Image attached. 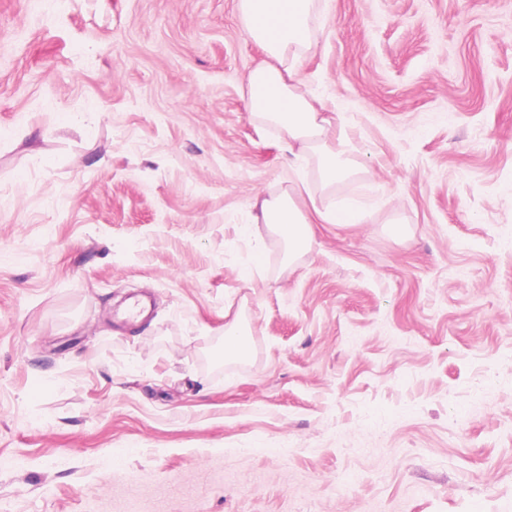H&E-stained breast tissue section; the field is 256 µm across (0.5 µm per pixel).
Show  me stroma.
Returning a JSON list of instances; mask_svg holds the SVG:
<instances>
[{
	"label": "stroma",
	"instance_id": "stroma-1",
	"mask_svg": "<svg viewBox=\"0 0 512 512\" xmlns=\"http://www.w3.org/2000/svg\"><path fill=\"white\" fill-rule=\"evenodd\" d=\"M313 27L331 190L238 0H0V512H512V0ZM292 162L364 221L289 264L242 228ZM250 348V338L247 327L242 323L228 326L224 329V358H243Z\"/></svg>",
	"mask_w": 512,
	"mask_h": 512
}]
</instances>
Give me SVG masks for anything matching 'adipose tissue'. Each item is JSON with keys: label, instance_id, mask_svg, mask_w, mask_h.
<instances>
[{"label": "adipose tissue", "instance_id": "1", "mask_svg": "<svg viewBox=\"0 0 512 512\" xmlns=\"http://www.w3.org/2000/svg\"><path fill=\"white\" fill-rule=\"evenodd\" d=\"M320 4L321 0H238V12L243 31L265 53L264 61L246 76V112L251 119L276 128L284 142L312 154L322 187L330 189L354 175L357 164L353 144L346 138H331L330 119L319 115L325 102L299 77L302 60L316 49L312 23ZM303 185L297 174L282 194L254 196L249 202L252 222L244 228L251 236L261 226L277 235L291 263L311 249L314 225L362 220L350 204L339 212L299 205L296 196Z\"/></svg>", "mask_w": 512, "mask_h": 512}]
</instances>
